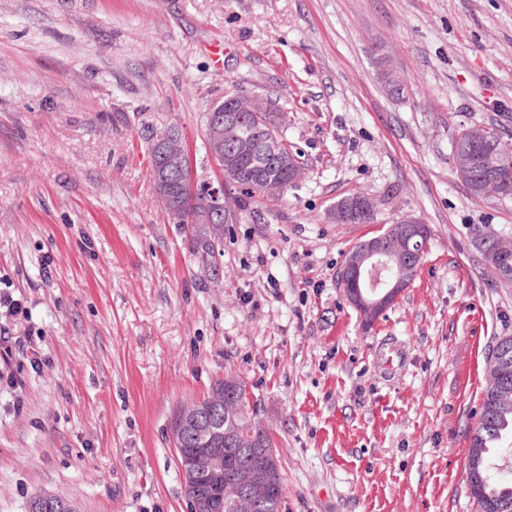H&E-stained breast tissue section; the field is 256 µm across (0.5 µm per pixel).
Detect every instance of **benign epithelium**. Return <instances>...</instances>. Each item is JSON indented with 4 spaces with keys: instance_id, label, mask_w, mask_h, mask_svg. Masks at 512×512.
Masks as SVG:
<instances>
[{
    "instance_id": "obj_1",
    "label": "benign epithelium",
    "mask_w": 512,
    "mask_h": 512,
    "mask_svg": "<svg viewBox=\"0 0 512 512\" xmlns=\"http://www.w3.org/2000/svg\"><path fill=\"white\" fill-rule=\"evenodd\" d=\"M269 111L267 102L240 92L212 104L206 113L207 149L211 161L217 163L211 176L198 173L195 154L179 128L169 126L155 135L154 184L174 223H182L189 211L196 223L230 224L236 219L229 204L230 192L248 182H263L272 172L293 184L304 177L303 162L281 153L279 132L263 123ZM465 133L460 163L453 166L458 179L466 185L480 184L487 194L512 193V176L492 170L489 163L494 143L488 128H470ZM374 210L368 196L353 194L330 215L338 222H349L369 218ZM427 238L426 225L417 218H405L353 251L340 271V280L364 325L374 324L409 287ZM492 252L502 267V277L511 281L512 249L496 241ZM487 371L494 385L504 384L512 380V360L494 352ZM224 381L231 389H213L173 416L171 434L179 475L191 512H224L226 485L239 488L241 497L262 512L267 508L265 498L278 488L283 477L277 448L265 425L254 426L257 407L247 385L233 376ZM229 400L241 405L245 421L251 425L252 447L242 449L237 460L224 450V421L233 420L224 414ZM486 479L478 460H472L466 472L469 490L479 493ZM29 512L75 509L57 495L39 493L31 499Z\"/></svg>"
}]
</instances>
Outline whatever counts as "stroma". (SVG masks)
<instances>
[{"instance_id":"obj_1","label":"stroma","mask_w":512,"mask_h":512,"mask_svg":"<svg viewBox=\"0 0 512 512\" xmlns=\"http://www.w3.org/2000/svg\"><path fill=\"white\" fill-rule=\"evenodd\" d=\"M230 90L284 112L306 174L225 225L217 288L148 146L177 125L208 169ZM490 125L512 142V0H0V512H188L170 419L227 375L272 430L283 512H478L468 436L512 283L471 234L512 230V199L473 196L451 143ZM355 193L373 221L331 220ZM406 216L420 267L363 328L338 272ZM29 512H75L76 510L63 498L39 493L29 503Z\"/></svg>"}]
</instances>
